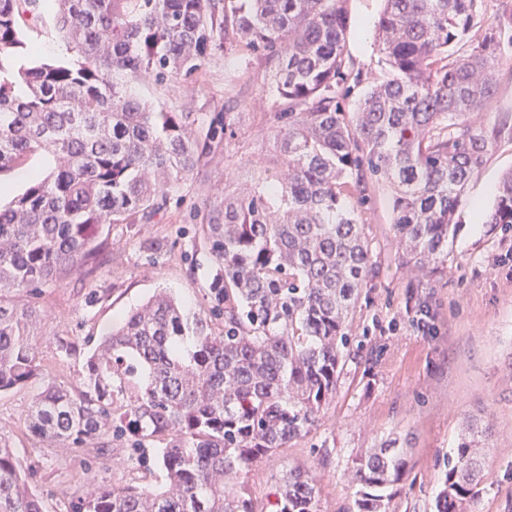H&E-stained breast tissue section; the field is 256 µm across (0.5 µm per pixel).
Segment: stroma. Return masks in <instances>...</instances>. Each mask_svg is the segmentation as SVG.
Instances as JSON below:
<instances>
[{"instance_id":"35a3bbf8","label":"stroma","mask_w":512,"mask_h":512,"mask_svg":"<svg viewBox=\"0 0 512 512\" xmlns=\"http://www.w3.org/2000/svg\"><path fill=\"white\" fill-rule=\"evenodd\" d=\"M384 6V0L347 4L346 47L364 74L349 106H356L381 71L375 31ZM274 72L264 57L215 50L189 78L159 84L147 75L136 84L142 99L175 112L208 117L232 101L237 125L234 136L172 186L167 206L152 223L112 227L101 265L44 287L33 300L42 374L30 385L0 393V443L12 448L22 468L35 471L47 512H64L72 495L101 484L162 487L153 452L135 459L119 443L104 451L47 448L29 433L26 419L43 384L80 385L83 359L60 356L58 339L81 343L102 335L159 288L170 291L187 312L203 309L213 264L196 226L210 203L223 201L267 166ZM511 171L512 142L505 141L468 183L447 263L424 278L409 273L394 238L392 187L369 183L358 220L379 275L352 316L350 354L318 426L250 475L258 506H266L271 485L288 469L303 468L319 489V512H347L356 492L349 480L355 459L396 437L407 453L409 474L392 508L433 512L448 455L469 421L487 431L483 491L470 510L512 512V229L476 224L470 216L474 198H481L484 210L493 208L501 179ZM149 237L165 239L166 250L144 253L141 242ZM95 286L108 288L110 296L86 306L83 295ZM422 306L432 314L428 333L412 322Z\"/></svg>"}]
</instances>
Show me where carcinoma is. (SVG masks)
Returning a JSON list of instances; mask_svg holds the SVG:
<instances>
[{"instance_id":"cac0c4a2","label":"carcinoma","mask_w":512,"mask_h":512,"mask_svg":"<svg viewBox=\"0 0 512 512\" xmlns=\"http://www.w3.org/2000/svg\"><path fill=\"white\" fill-rule=\"evenodd\" d=\"M53 28L74 55L30 60L23 24L42 0H0V176L37 152L54 166L0 206V392L40 376L34 296L96 260L115 224L152 220L168 183L234 134L226 105L209 120L133 90L193 75L215 49L278 62L274 166L207 209L197 231L214 265L203 312L164 290L129 311L84 355L77 392L36 395L28 429L49 447L159 449L164 487L102 485L67 512H317L307 471L290 469L257 510L244 477L308 436L336 388L363 289L378 275L355 210L369 181L394 188L392 229L404 262L429 275L468 182L512 121L473 119L492 101L512 50V14L476 35L483 0H385L376 27L384 72L356 109L363 73L345 53L347 0H56ZM486 223L512 225V171ZM469 424L448 456L434 512H468L482 490L480 437ZM408 472L386 440L350 474L352 512H391ZM0 512H43L30 471L0 445Z\"/></svg>"}]
</instances>
